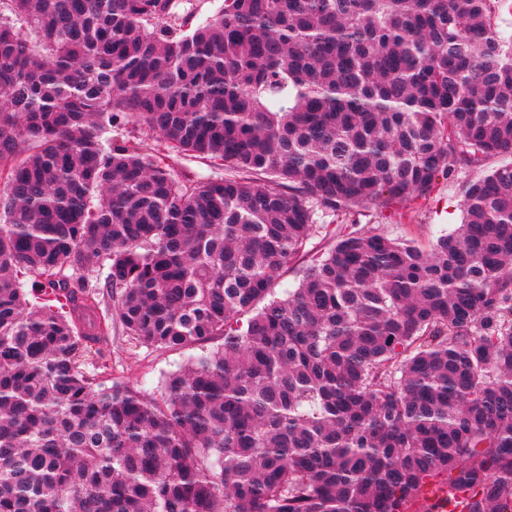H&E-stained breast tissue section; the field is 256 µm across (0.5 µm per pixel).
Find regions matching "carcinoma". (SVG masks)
<instances>
[{"instance_id": "carcinoma-1", "label": "carcinoma", "mask_w": 512, "mask_h": 512, "mask_svg": "<svg viewBox=\"0 0 512 512\" xmlns=\"http://www.w3.org/2000/svg\"><path fill=\"white\" fill-rule=\"evenodd\" d=\"M492 2L0 0V512H408L437 470L512 512ZM131 122L224 176L186 185ZM441 179L463 218L430 249L361 224ZM101 260L127 336L200 349L161 401L87 370Z\"/></svg>"}]
</instances>
